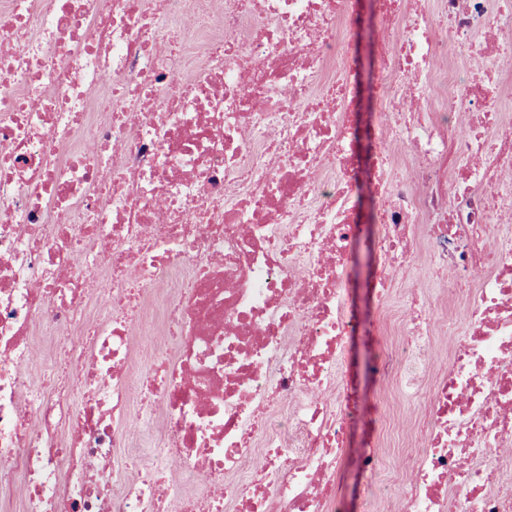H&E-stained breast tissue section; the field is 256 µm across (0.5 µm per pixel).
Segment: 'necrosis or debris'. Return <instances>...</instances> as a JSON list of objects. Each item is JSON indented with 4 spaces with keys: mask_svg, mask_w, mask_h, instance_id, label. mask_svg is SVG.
Wrapping results in <instances>:
<instances>
[{
    "mask_svg": "<svg viewBox=\"0 0 512 512\" xmlns=\"http://www.w3.org/2000/svg\"><path fill=\"white\" fill-rule=\"evenodd\" d=\"M374 2L0 0V512H352L348 434L389 421L342 364L367 27L377 300L421 224L465 308L432 387L428 297L378 341L428 411L408 479L362 455L359 512H512V0Z\"/></svg>",
    "mask_w": 512,
    "mask_h": 512,
    "instance_id": "obj_1",
    "label": "necrosis or debris"
}]
</instances>
